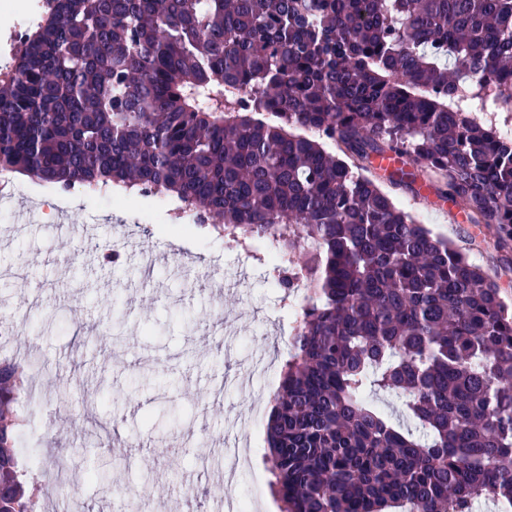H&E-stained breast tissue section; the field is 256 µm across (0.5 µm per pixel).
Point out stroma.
Returning <instances> with one entry per match:
<instances>
[{"label": "stroma", "mask_w": 512, "mask_h": 512, "mask_svg": "<svg viewBox=\"0 0 512 512\" xmlns=\"http://www.w3.org/2000/svg\"><path fill=\"white\" fill-rule=\"evenodd\" d=\"M18 211L0 212V269L21 267L25 286L0 279V310L14 313L27 359L43 362L39 406L25 433L37 441L19 463L41 484L43 453L72 449L76 497L89 512H111L112 496L96 473L138 486L156 502H177L195 486L186 512H220L222 500L246 499L260 488L257 512H280L268 487L266 417L246 433L233 422L252 397L278 386L286 348L279 331L292 315L268 265L245 257L231 242L172 225L125 224L112 195L79 192L67 205L73 227L64 234L31 209L43 183L21 176ZM398 207L452 241L500 287L512 308V253L496 246L495 226L472 224L461 204L429 191L401 194ZM93 224L97 241L121 243L118 264L93 255L78 226ZM164 241L168 262L147 268L129 247ZM119 446L104 461L92 424ZM246 437L253 467L216 496L225 469L221 437Z\"/></svg>", "instance_id": "stroma-1"}]
</instances>
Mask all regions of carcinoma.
Segmentation results:
<instances>
[{"instance_id": "carcinoma-1", "label": "carcinoma", "mask_w": 512, "mask_h": 512, "mask_svg": "<svg viewBox=\"0 0 512 512\" xmlns=\"http://www.w3.org/2000/svg\"><path fill=\"white\" fill-rule=\"evenodd\" d=\"M215 84L249 104L222 115L185 94ZM470 97L512 112V0H56L0 86V168L156 187L226 237L272 226L287 294L316 236L268 423L284 512H472L512 505V312L392 195L421 175L512 248V139ZM26 375L0 361V512L39 508L15 453Z\"/></svg>"}]
</instances>
